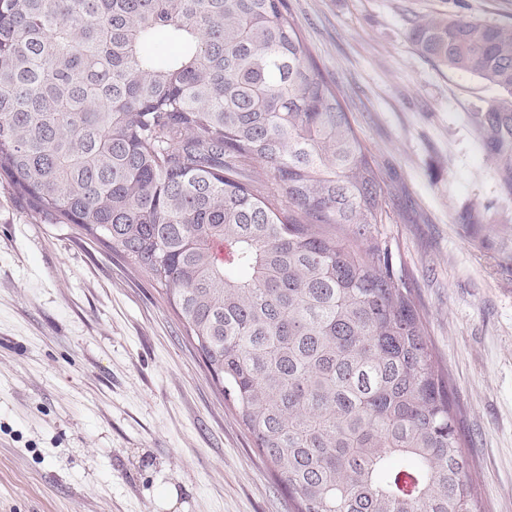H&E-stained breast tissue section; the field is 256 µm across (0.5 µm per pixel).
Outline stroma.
<instances>
[{"label": "stroma", "instance_id": "stroma-1", "mask_svg": "<svg viewBox=\"0 0 512 512\" xmlns=\"http://www.w3.org/2000/svg\"><path fill=\"white\" fill-rule=\"evenodd\" d=\"M288 3L377 162L485 512H512V195L472 123L495 93L410 40L512 0ZM0 512H290L160 287L1 186Z\"/></svg>", "mask_w": 512, "mask_h": 512}]
</instances>
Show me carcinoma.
<instances>
[{
  "instance_id": "carcinoma-1",
  "label": "carcinoma",
  "mask_w": 512,
  "mask_h": 512,
  "mask_svg": "<svg viewBox=\"0 0 512 512\" xmlns=\"http://www.w3.org/2000/svg\"><path fill=\"white\" fill-rule=\"evenodd\" d=\"M411 40L499 90L474 125L512 192V26ZM0 182L162 288L293 512H482L376 161L287 0H0Z\"/></svg>"
}]
</instances>
